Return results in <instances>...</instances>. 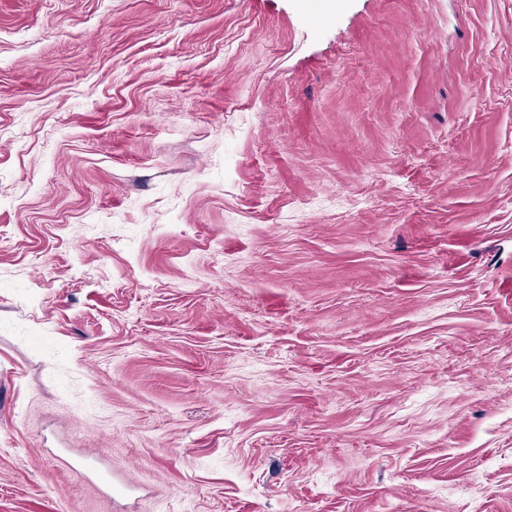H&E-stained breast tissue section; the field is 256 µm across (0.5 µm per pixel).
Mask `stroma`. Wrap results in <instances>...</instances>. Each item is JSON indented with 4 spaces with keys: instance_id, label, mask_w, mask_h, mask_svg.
<instances>
[{
    "instance_id": "stroma-1",
    "label": "stroma",
    "mask_w": 512,
    "mask_h": 512,
    "mask_svg": "<svg viewBox=\"0 0 512 512\" xmlns=\"http://www.w3.org/2000/svg\"><path fill=\"white\" fill-rule=\"evenodd\" d=\"M0 512H512V0H0Z\"/></svg>"
}]
</instances>
